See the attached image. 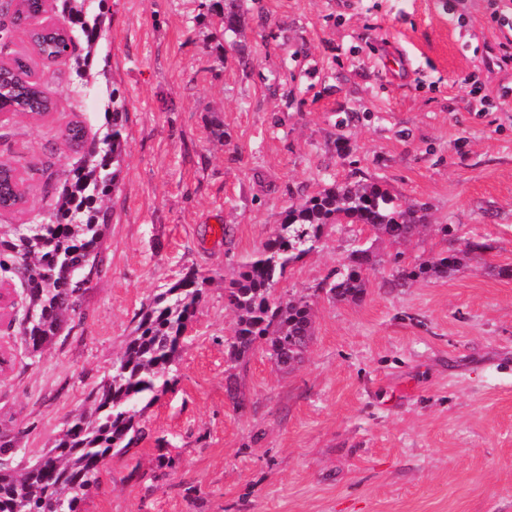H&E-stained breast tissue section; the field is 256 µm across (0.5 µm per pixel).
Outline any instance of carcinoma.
Returning <instances> with one entry per match:
<instances>
[{"label":"carcinoma","mask_w":512,"mask_h":512,"mask_svg":"<svg viewBox=\"0 0 512 512\" xmlns=\"http://www.w3.org/2000/svg\"><path fill=\"white\" fill-rule=\"evenodd\" d=\"M76 2L63 0V23L28 30L40 57L63 65L76 60L66 51L72 41L66 24L81 19V11L73 7ZM257 4L259 0L225 4L224 36L231 37L240 53L245 15ZM44 11L43 0H18L11 29L27 25ZM0 73V111L40 119L54 110L45 85L32 78L27 56L8 53L0 59ZM126 118L124 101L114 88L112 130L101 146L83 149V127L75 122L66 128L75 134L77 142L70 147L81 157L49 216L34 224L0 225V282L16 285L19 308L10 323L18 326L32 360L41 358L69 328L85 286L102 272L109 215L101 203L116 187L118 169L111 163L122 159ZM22 184L18 168L0 162V207L7 202L16 209L27 203ZM424 211L422 206H402L375 181L335 182L289 205L262 248L243 261L238 277L224 286V301L236 314L229 360L239 365L263 345L280 370L302 362L312 341L313 301L307 295L275 293L287 268L319 248L327 228L337 224H361L392 244L409 242L425 227ZM392 261L397 270L389 286L403 288L419 279L448 276L461 257L448 253L409 267L401 265L398 252ZM374 271L370 248L359 244L315 292L333 302H359ZM206 281L198 272H189L142 308L134 336L112 373L88 392L86 409L66 422L54 446L43 453L49 467H0V512H80L108 458H135L136 445L145 437L142 413L175 382L172 366Z\"/></svg>","instance_id":"1"}]
</instances>
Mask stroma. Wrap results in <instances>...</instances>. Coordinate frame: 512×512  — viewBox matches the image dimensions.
<instances>
[{
	"mask_svg": "<svg viewBox=\"0 0 512 512\" xmlns=\"http://www.w3.org/2000/svg\"><path fill=\"white\" fill-rule=\"evenodd\" d=\"M260 5L240 53L224 48V0H86V17L103 19L94 47L75 37L91 82L34 60L57 107L7 121L0 161H50L63 184L75 157L62 130L78 120L100 139L115 88L126 150L104 202L105 264L71 334L32 364L0 318L14 357L0 428L19 431L18 459L33 462L111 373L143 306L195 270L207 281L176 382L145 411L136 459L108 458L81 512H512V278L494 273L512 265V99L485 108L456 83L512 89L499 49L512 0ZM364 177L427 207L431 228L404 246L406 263L472 239L489 251L405 288L382 265L357 303L314 295L303 362L282 372L255 352L234 409L225 278L287 206ZM368 235L337 226L278 291L314 294ZM162 454L177 467L158 469ZM136 463L143 477L128 480Z\"/></svg>",
	"mask_w": 512,
	"mask_h": 512,
	"instance_id": "stroma-1",
	"label": "stroma"
}]
</instances>
